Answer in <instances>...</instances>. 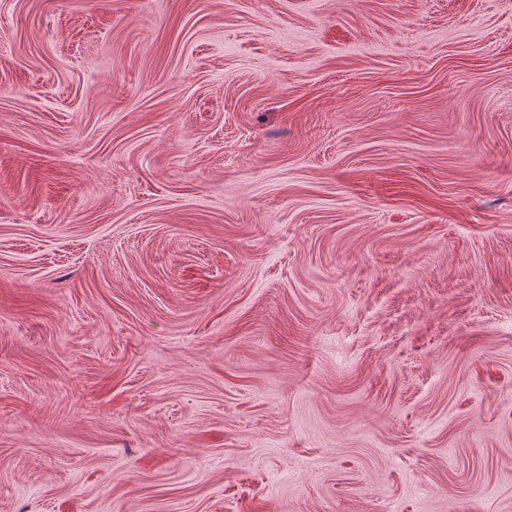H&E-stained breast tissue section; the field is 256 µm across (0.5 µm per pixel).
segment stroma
Listing matches in <instances>:
<instances>
[{"instance_id": "stroma-1", "label": "stroma", "mask_w": 512, "mask_h": 512, "mask_svg": "<svg viewBox=\"0 0 512 512\" xmlns=\"http://www.w3.org/2000/svg\"><path fill=\"white\" fill-rule=\"evenodd\" d=\"M0 512H512V0H0Z\"/></svg>"}]
</instances>
